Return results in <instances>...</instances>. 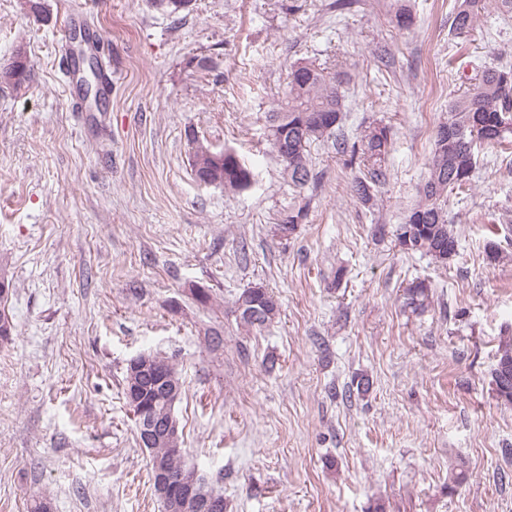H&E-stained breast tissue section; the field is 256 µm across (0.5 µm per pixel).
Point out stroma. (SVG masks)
Masks as SVG:
<instances>
[{
    "instance_id": "35a3bbf8",
    "label": "stroma",
    "mask_w": 512,
    "mask_h": 512,
    "mask_svg": "<svg viewBox=\"0 0 512 512\" xmlns=\"http://www.w3.org/2000/svg\"><path fill=\"white\" fill-rule=\"evenodd\" d=\"M395 1L192 0L174 17L151 0H40L39 15L0 0V68L28 61L20 87L0 83L16 326L0 345V512L34 495L51 512H164L124 396L142 353L176 363L181 446L227 512H512V405L490 375L512 336V149L480 152L471 190L451 195L448 264L396 240L449 101L483 66L512 69V17L457 35L456 0H399L401 29ZM78 28L112 72L98 106L65 76ZM301 60L345 72L348 138L391 128L377 206L352 197L356 167L323 143L310 184L285 182L265 116ZM200 145L244 157L251 187L199 185ZM299 207L296 233L277 236ZM416 281L430 287L417 312ZM254 285L279 314L248 331L232 300ZM361 378L369 391L350 393Z\"/></svg>"
}]
</instances>
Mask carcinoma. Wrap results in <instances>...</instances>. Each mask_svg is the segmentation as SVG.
<instances>
[{"instance_id":"carcinoma-1","label":"carcinoma","mask_w":512,"mask_h":512,"mask_svg":"<svg viewBox=\"0 0 512 512\" xmlns=\"http://www.w3.org/2000/svg\"><path fill=\"white\" fill-rule=\"evenodd\" d=\"M484 0H457L452 16V31L463 33L480 26ZM25 53L17 51L10 66L0 70V79L16 85L25 80ZM343 72L309 61L294 64L282 98L268 116L267 142L281 161L288 186L304 189L313 178L310 147L316 142L333 140L336 152H360V175L351 183V191L361 203L377 197L378 188L388 177L390 130L381 123H371L360 132V145L349 149L343 129L345 103L341 94ZM512 133V70L495 65L484 67L474 87L450 100L448 115L438 125L432 152L426 163V175L417 191V200L396 229L398 245L406 253H420L441 263L457 254L458 238L448 223V195L469 189L481 147L507 145ZM194 177L205 186L224 187L236 193L251 185L253 171L233 151L214 152L200 145L192 160ZM303 218V209L289 210L275 225L277 235L293 236ZM407 305L418 309L428 299V288L418 282L406 289ZM232 306L239 321L251 328L271 323L278 313L274 295L262 286H251L238 293ZM161 363L142 373L137 381L139 395L150 414L173 412L175 401L167 388L182 391L179 373L163 356ZM497 398L512 403V346L498 350L492 370ZM171 477L193 484L200 494L218 491L202 475L195 473L180 455L170 461Z\"/></svg>"}]
</instances>
